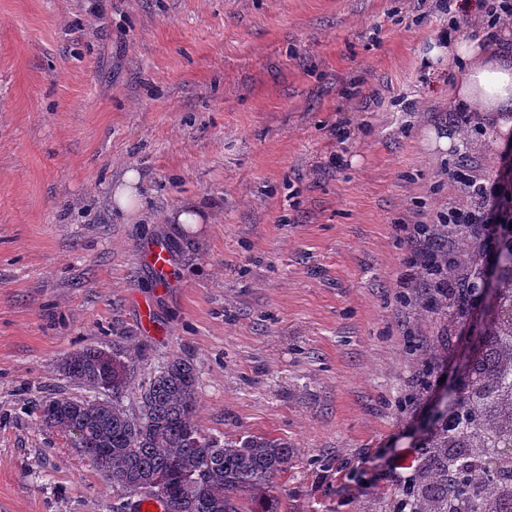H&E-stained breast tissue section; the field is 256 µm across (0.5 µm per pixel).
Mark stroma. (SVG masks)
Here are the masks:
<instances>
[{
    "label": "stroma",
    "mask_w": 512,
    "mask_h": 512,
    "mask_svg": "<svg viewBox=\"0 0 512 512\" xmlns=\"http://www.w3.org/2000/svg\"><path fill=\"white\" fill-rule=\"evenodd\" d=\"M447 30L435 0H0V512L126 505L39 419L48 397L93 399L59 368L87 347L127 358L129 413L180 357L202 434L294 448L276 512H392L359 458L415 463L460 347L421 297L395 301L399 227L464 203L459 155L490 183L512 146L450 122L456 64L425 65ZM130 167L126 216L112 187ZM191 200L203 223H166ZM408 326L435 372L403 407ZM142 176L139 171L135 169L128 170L122 183L115 187L112 195L113 202L122 214H132L139 205V185L141 184ZM146 255L157 278L160 281H164L162 284V286H164L167 276V268L171 263V257L168 248L163 243L153 244L149 248V251Z\"/></svg>",
    "instance_id": "obj_1"
}]
</instances>
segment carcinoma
Here are the masks:
<instances>
[{
  "label": "carcinoma",
  "mask_w": 512,
  "mask_h": 512,
  "mask_svg": "<svg viewBox=\"0 0 512 512\" xmlns=\"http://www.w3.org/2000/svg\"><path fill=\"white\" fill-rule=\"evenodd\" d=\"M503 294L497 323L485 332V354L471 366L482 386L473 407L482 414L476 427L448 420V411L429 423L428 442L414 478L399 487L393 512H448L444 475L448 448L455 458L483 473L512 462V409L506 397L512 381L504 375V344L512 337V235L497 249ZM71 380L112 392V400L50 397L40 407L42 424L75 439L83 456L112 486L134 495L148 494L165 512H274L271 489L294 449L279 439L246 436L219 442L201 435L194 421L197 372L172 359L139 393V413L131 415L120 398L128 387V365L117 355L84 348L61 359ZM85 436L78 440L76 432Z\"/></svg>",
  "instance_id": "1"
}]
</instances>
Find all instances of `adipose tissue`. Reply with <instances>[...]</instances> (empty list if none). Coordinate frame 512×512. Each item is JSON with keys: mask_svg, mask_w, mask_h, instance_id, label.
Listing matches in <instances>:
<instances>
[{"mask_svg": "<svg viewBox=\"0 0 512 512\" xmlns=\"http://www.w3.org/2000/svg\"><path fill=\"white\" fill-rule=\"evenodd\" d=\"M496 50H489L483 37L444 36L433 48L430 62L441 56L457 60L450 92L453 106L470 112L475 123L512 131V30L502 29Z\"/></svg>", "mask_w": 512, "mask_h": 512, "instance_id": "1", "label": "adipose tissue"}]
</instances>
